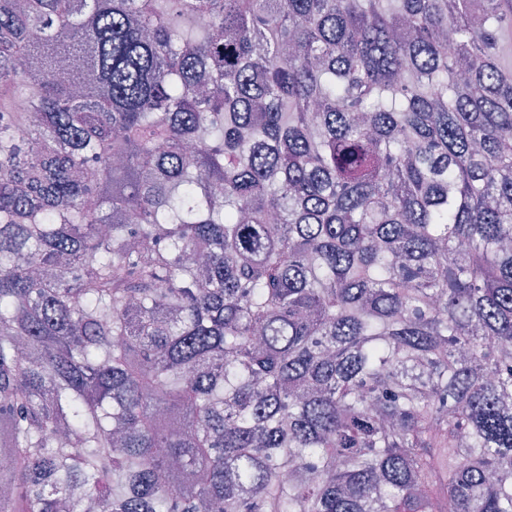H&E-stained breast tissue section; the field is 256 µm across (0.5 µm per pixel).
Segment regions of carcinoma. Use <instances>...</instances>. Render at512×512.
<instances>
[{
    "label": "carcinoma",
    "mask_w": 512,
    "mask_h": 512,
    "mask_svg": "<svg viewBox=\"0 0 512 512\" xmlns=\"http://www.w3.org/2000/svg\"><path fill=\"white\" fill-rule=\"evenodd\" d=\"M507 28L0 0V512H512Z\"/></svg>",
    "instance_id": "cac0c4a2"
}]
</instances>
